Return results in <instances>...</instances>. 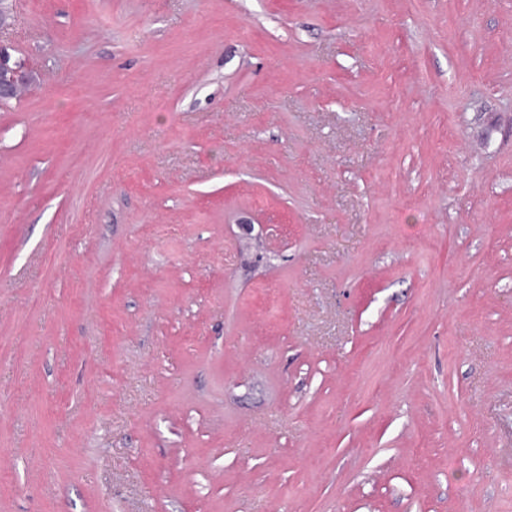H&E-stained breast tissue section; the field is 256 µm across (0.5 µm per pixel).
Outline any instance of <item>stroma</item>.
Returning a JSON list of instances; mask_svg holds the SVG:
<instances>
[{"label":"stroma","mask_w":512,"mask_h":512,"mask_svg":"<svg viewBox=\"0 0 512 512\" xmlns=\"http://www.w3.org/2000/svg\"><path fill=\"white\" fill-rule=\"evenodd\" d=\"M0 41V512H512V0ZM31 79L25 61L13 58L0 43V101L17 97L28 88Z\"/></svg>","instance_id":"stroma-1"}]
</instances>
